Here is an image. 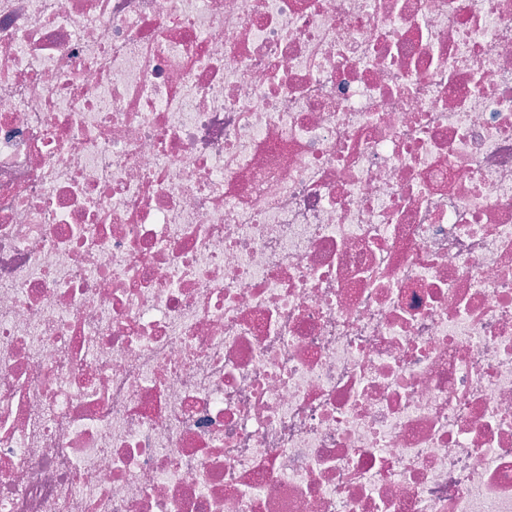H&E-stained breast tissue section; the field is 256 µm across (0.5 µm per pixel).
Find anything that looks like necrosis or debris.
<instances>
[{
  "label": "necrosis or debris",
  "mask_w": 512,
  "mask_h": 512,
  "mask_svg": "<svg viewBox=\"0 0 512 512\" xmlns=\"http://www.w3.org/2000/svg\"><path fill=\"white\" fill-rule=\"evenodd\" d=\"M0 512H512V0H0Z\"/></svg>",
  "instance_id": "obj_1"
}]
</instances>
